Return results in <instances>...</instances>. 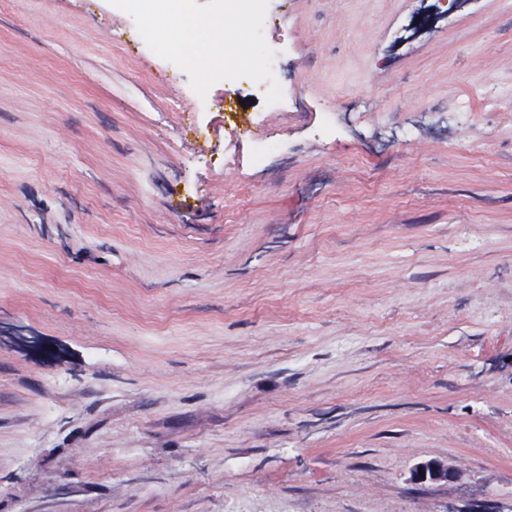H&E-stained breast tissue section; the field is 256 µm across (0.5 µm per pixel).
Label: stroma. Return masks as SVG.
I'll return each instance as SVG.
<instances>
[{
    "instance_id": "obj_1",
    "label": "stroma",
    "mask_w": 512,
    "mask_h": 512,
    "mask_svg": "<svg viewBox=\"0 0 512 512\" xmlns=\"http://www.w3.org/2000/svg\"><path fill=\"white\" fill-rule=\"evenodd\" d=\"M269 9L300 108L203 115L0 0V512H512V0Z\"/></svg>"
}]
</instances>
